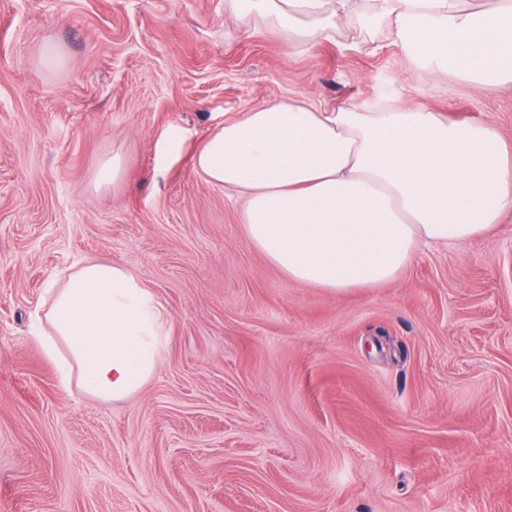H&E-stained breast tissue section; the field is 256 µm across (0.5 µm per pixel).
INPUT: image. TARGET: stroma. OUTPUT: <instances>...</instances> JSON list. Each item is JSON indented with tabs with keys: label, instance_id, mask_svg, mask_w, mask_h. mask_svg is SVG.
Wrapping results in <instances>:
<instances>
[{
	"label": "stroma",
	"instance_id": "obj_1",
	"mask_svg": "<svg viewBox=\"0 0 512 512\" xmlns=\"http://www.w3.org/2000/svg\"><path fill=\"white\" fill-rule=\"evenodd\" d=\"M300 96L512 144V85L417 69L355 18L304 52L259 19L238 32L224 0H0V512H512V212L377 288L289 281L193 157ZM85 258L165 314L121 401L63 386L31 332Z\"/></svg>",
	"mask_w": 512,
	"mask_h": 512
}]
</instances>
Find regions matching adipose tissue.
Returning <instances> with one entry per match:
<instances>
[{"mask_svg": "<svg viewBox=\"0 0 512 512\" xmlns=\"http://www.w3.org/2000/svg\"><path fill=\"white\" fill-rule=\"evenodd\" d=\"M351 9V0H224L239 26L261 19L304 50L335 40ZM362 21L387 27L419 68L512 84V0H369ZM194 166L242 202L251 246L288 280L333 294L393 282L421 247L465 244L512 210V149L498 133L419 106L267 103L217 127ZM47 292L37 339L62 361L63 384L103 401L141 390L165 338L136 278L88 259Z\"/></svg>", "mask_w": 512, "mask_h": 512, "instance_id": "1", "label": "adipose tissue"}]
</instances>
